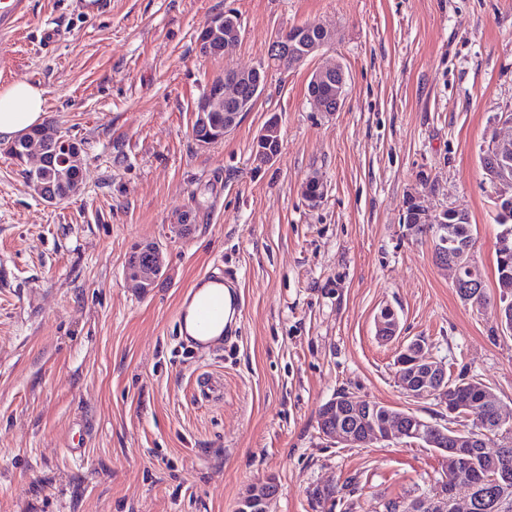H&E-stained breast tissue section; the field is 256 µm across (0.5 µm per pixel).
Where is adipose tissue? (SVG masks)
I'll return each mask as SVG.
<instances>
[{"label": "adipose tissue", "instance_id": "1", "mask_svg": "<svg viewBox=\"0 0 512 512\" xmlns=\"http://www.w3.org/2000/svg\"><path fill=\"white\" fill-rule=\"evenodd\" d=\"M43 92L20 81L0 90V139L17 138L45 121Z\"/></svg>", "mask_w": 512, "mask_h": 512}]
</instances>
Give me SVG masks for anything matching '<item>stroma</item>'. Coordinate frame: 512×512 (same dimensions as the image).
I'll return each instance as SVG.
<instances>
[{
  "instance_id": "obj_1",
  "label": "stroma",
  "mask_w": 512,
  "mask_h": 512,
  "mask_svg": "<svg viewBox=\"0 0 512 512\" xmlns=\"http://www.w3.org/2000/svg\"><path fill=\"white\" fill-rule=\"evenodd\" d=\"M227 10L239 41L202 53L203 23ZM314 21L334 41L271 69L238 126L199 145L208 83ZM50 22L66 36L47 51ZM333 61L343 106L319 112L310 73ZM17 81L43 89L47 124L87 157L81 192L49 204L0 152V512H238L267 477L270 512H382L428 491L442 459L403 442L328 444L317 414L344 392L440 420L397 383L399 347L417 338L512 408V336L495 305L460 299L431 240L401 220L415 193L430 211L467 212L497 296L503 228L481 157L512 113V0H112L94 19L28 0L0 35V89ZM272 118L280 152L259 168L253 142ZM311 175L326 186L315 207L301 195ZM145 240L164 267L144 290L126 266ZM217 266L242 304L218 354L201 356L176 311ZM384 309L399 324L389 343L376 335ZM203 377L220 390L201 392ZM323 484L336 500L313 499Z\"/></svg>"
}]
</instances>
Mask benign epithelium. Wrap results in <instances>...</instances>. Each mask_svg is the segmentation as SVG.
<instances>
[{"label": "benign epithelium", "mask_w": 512, "mask_h": 512, "mask_svg": "<svg viewBox=\"0 0 512 512\" xmlns=\"http://www.w3.org/2000/svg\"><path fill=\"white\" fill-rule=\"evenodd\" d=\"M315 34L306 36L301 33L302 26L297 25L288 32L279 34L271 43L267 63L246 70H230L224 77L209 83L194 109L193 134L203 145L224 140L239 124L244 113L252 110L265 90L268 66L290 61L300 64L320 49L332 42L334 34L320 23L312 24ZM241 33L239 18L234 13H223L211 17L201 28L198 41L201 52L211 53L210 45L214 41L224 40V47L232 45ZM347 76L343 66L336 62L314 70L310 78L309 99L318 112H337L344 100V88ZM224 111V126H210V113ZM56 151L41 154L24 148L29 136L22 135L5 146L8 155L20 165L30 166L32 171L52 169L59 177H65L69 168L75 164L76 157L69 150L73 143L67 135L53 132ZM281 146V128L277 120H269L258 132L254 140L253 158L257 165H268L277 158ZM484 152L502 160V163L489 169L488 178L500 182L506 175H512V132L502 131L488 142ZM325 193L323 182L308 178L302 185V197L310 206L321 202ZM420 222L433 225V249L439 250L448 245V226L446 212L432 214L425 209L421 196L413 194L408 200ZM132 257L129 276L132 280L147 287L162 271L163 255L159 244H152L146 251L137 248ZM472 266V253L462 248L449 256H443L440 267L454 272L453 286L462 298L471 299L483 288L482 282L468 274ZM500 315L502 330L512 333V292L504 290L503 301L496 304ZM398 334V321L388 309L381 310L377 316V335L383 341H391ZM398 382L404 393L414 400L433 399L438 406L454 418L462 410L448 395V367L445 361L430 355L425 345L414 340L402 347L398 354ZM483 399L494 402L498 410V426L502 434L493 438L497 450L488 451L490 440L485 430H472L466 437H460L445 430V426L427 421L417 414L396 409L385 416V422L378 427L373 422L376 409L368 400H354L346 394L336 395L319 409L318 428L331 444L357 447L365 444L369 437L379 442L404 440L407 443L424 448H433L442 458L445 471L473 477L475 458L482 457L495 461L507 452L503 437L512 434V412L503 411L495 394L486 389ZM458 484L446 481L443 484L420 494L413 499L399 502L397 512H475L479 497L473 496V487H468V499L465 510H459L456 502ZM276 494V484L268 478L248 488L240 500L239 512H268V505Z\"/></svg>", "instance_id": "obj_1"}]
</instances>
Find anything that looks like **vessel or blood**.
I'll list each match as a JSON object with an SVG mask.
<instances>
[{
    "label": "vessel or blood",
    "instance_id": "obj_1",
    "mask_svg": "<svg viewBox=\"0 0 512 512\" xmlns=\"http://www.w3.org/2000/svg\"><path fill=\"white\" fill-rule=\"evenodd\" d=\"M26 8L27 0H0V33L13 29ZM227 282L220 273L201 275L178 310V321H189L192 331L188 338L199 351H211L213 331L223 326L227 310L239 307L240 297L227 292Z\"/></svg>",
    "mask_w": 512,
    "mask_h": 512
}]
</instances>
